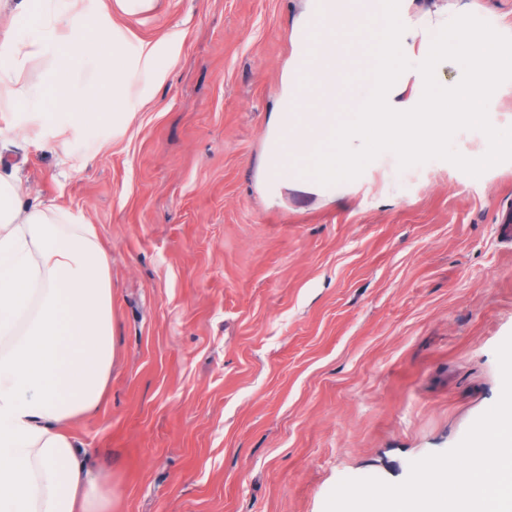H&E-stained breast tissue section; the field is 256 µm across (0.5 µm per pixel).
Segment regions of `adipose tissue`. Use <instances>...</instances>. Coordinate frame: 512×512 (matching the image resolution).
Masks as SVG:
<instances>
[{
  "label": "adipose tissue",
  "mask_w": 512,
  "mask_h": 512,
  "mask_svg": "<svg viewBox=\"0 0 512 512\" xmlns=\"http://www.w3.org/2000/svg\"><path fill=\"white\" fill-rule=\"evenodd\" d=\"M155 0H17L0 11V124L25 140L68 144L89 122L118 127L175 40L123 51L113 8ZM45 84H29L28 65ZM84 71L97 92L72 76ZM112 269L94 225L23 194L0 172V512H112V478L69 431L104 401L114 359Z\"/></svg>",
  "instance_id": "1"
}]
</instances>
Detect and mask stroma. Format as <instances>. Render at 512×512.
Returning a JSON list of instances; mask_svg holds the SVG:
<instances>
[{
    "label": "stroma",
    "mask_w": 512,
    "mask_h": 512,
    "mask_svg": "<svg viewBox=\"0 0 512 512\" xmlns=\"http://www.w3.org/2000/svg\"><path fill=\"white\" fill-rule=\"evenodd\" d=\"M305 0H158L112 20L175 38L123 132L44 147L0 130V171L94 224L112 266L106 405L71 425L113 512H324L347 478L405 481L502 391L512 161L431 160L343 201L259 176ZM512 0H415L407 27Z\"/></svg>",
    "instance_id": "stroma-1"
}]
</instances>
